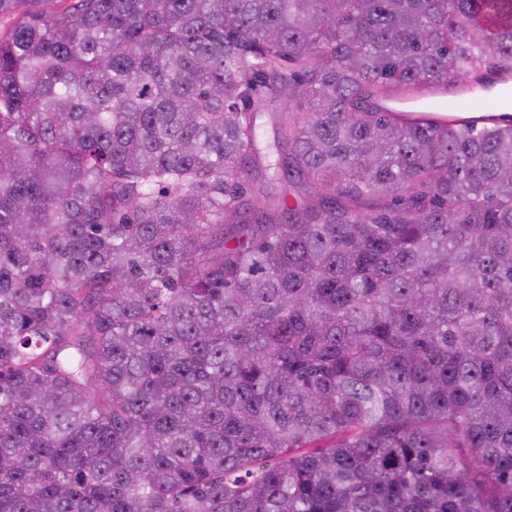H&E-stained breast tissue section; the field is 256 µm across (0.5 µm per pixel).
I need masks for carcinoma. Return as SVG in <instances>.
<instances>
[{
    "instance_id": "1",
    "label": "carcinoma",
    "mask_w": 512,
    "mask_h": 512,
    "mask_svg": "<svg viewBox=\"0 0 512 512\" xmlns=\"http://www.w3.org/2000/svg\"><path fill=\"white\" fill-rule=\"evenodd\" d=\"M4 15L0 512H512V0ZM454 90H448V94L425 92L423 95L424 106L420 111L421 115L432 118L439 117L441 113L454 112L468 114L471 112L466 102L453 94ZM256 124L260 133L257 143L260 154H263L267 150L269 144H272L274 140H277V138L284 142L280 126L277 124L276 120H274L270 112L266 110L258 112L256 116Z\"/></svg>"
}]
</instances>
